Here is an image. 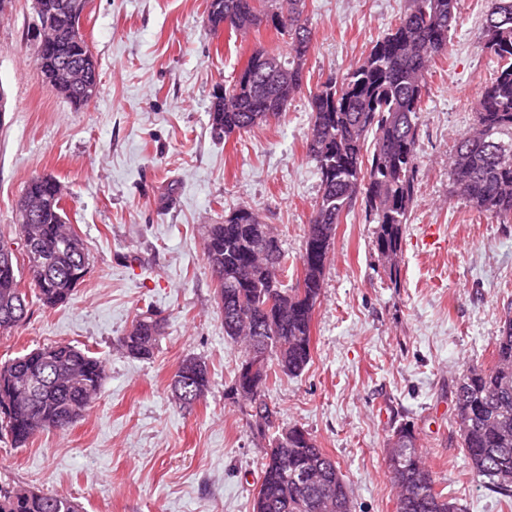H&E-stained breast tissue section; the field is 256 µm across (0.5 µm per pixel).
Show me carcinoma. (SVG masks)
Wrapping results in <instances>:
<instances>
[{
	"label": "carcinoma",
	"mask_w": 512,
	"mask_h": 512,
	"mask_svg": "<svg viewBox=\"0 0 512 512\" xmlns=\"http://www.w3.org/2000/svg\"><path fill=\"white\" fill-rule=\"evenodd\" d=\"M72 0H42L53 24L39 42L37 63L53 87L61 78L60 59L87 56L90 84L98 88L99 66L89 49L68 39L82 15L65 5ZM458 0H408V8L369 52L341 77L309 93L311 126L306 156L315 164L319 191L311 205L299 255L300 276L284 284L285 252L279 233L242 206L219 224L203 225L204 258L216 281L215 301L224 315V335L243 348L230 393L236 399L265 402L272 380L295 378L312 359V321L324 288L333 242L341 219L361 205L366 221L378 225L375 250L398 283L403 226L417 198L419 112L431 61L448 54L457 24ZM285 38V54L258 49L232 83L224 104H212L213 131L228 137L278 118L302 92L304 61L312 48L307 0H207L206 27L247 33L261 26ZM483 48L497 60L494 78L471 103L473 127L456 139L448 161L449 193L479 213L512 218V0H487L482 18ZM65 188L56 179L34 176L18 207L20 240L35 243L22 252L30 292L20 288L15 254H0V335L27 318L29 296L46 309L69 300L89 268L84 240L66 222L61 206ZM263 226L268 239L253 229ZM165 333V319L147 311L132 320L115 345L123 354L150 360ZM267 352L262 370H252L249 354ZM489 368L473 367L459 379L455 399L461 448L472 471L493 493L512 501V311L505 314ZM103 362L69 343L37 348L0 364V436L16 447L37 435L67 431L82 418L100 392ZM41 388L25 394L20 386ZM210 373L197 357L182 360L170 390L183 408L205 399ZM252 432L268 440L253 512H351L345 475L304 428L288 435L269 417L251 413ZM387 462L396 491L397 512H459L435 490L414 427L401 423L387 438ZM0 512H82L72 498L26 488L0 487Z\"/></svg>",
	"instance_id": "obj_1"
}]
</instances>
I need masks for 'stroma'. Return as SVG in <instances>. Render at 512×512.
<instances>
[{"label":"stroma","mask_w":512,"mask_h":512,"mask_svg":"<svg viewBox=\"0 0 512 512\" xmlns=\"http://www.w3.org/2000/svg\"><path fill=\"white\" fill-rule=\"evenodd\" d=\"M406 2L308 0L304 93L281 117L223 140L211 130L214 96L253 50L286 51L272 29L211 34L206 0H90L81 25L99 85L77 110L36 64L31 0L0 13V239L20 249L17 202L31 177L48 175L65 186L68 220L90 252L67 304L31 303L25 323L0 336V363L68 342L105 365L95 403L70 429L23 448L0 441V484L74 498L83 512H252L268 442L251 431L248 404L225 396L241 349L224 335L202 227L254 209L278 229L295 285L319 189L305 153L307 93L363 58ZM485 2L458 0L448 53L431 68L399 286L377 257L376 225L354 209L336 230L312 361L265 390L277 425L304 427L338 463L352 512H396L384 444L402 422L437 491L463 512H512L470 469L455 424L456 384L469 365L490 364L512 306V221L448 195L454 141L496 69L481 43ZM148 310L166 320L154 358L120 354L117 336ZM189 356L206 361L211 390L182 408L169 384Z\"/></svg>","instance_id":"obj_1"}]
</instances>
